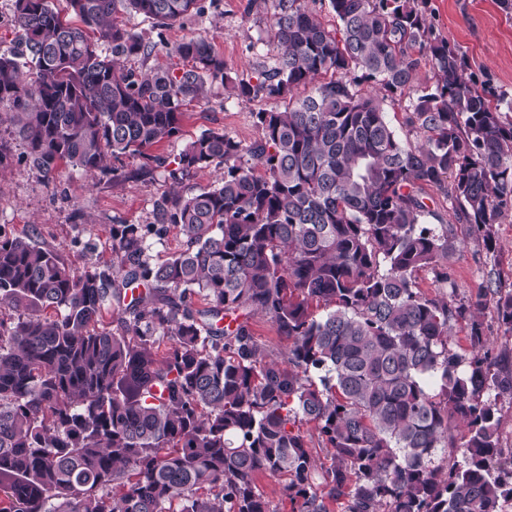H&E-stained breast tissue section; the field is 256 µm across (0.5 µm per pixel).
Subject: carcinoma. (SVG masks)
Masks as SVG:
<instances>
[{
  "label": "carcinoma",
  "instance_id": "carcinoma-1",
  "mask_svg": "<svg viewBox=\"0 0 512 512\" xmlns=\"http://www.w3.org/2000/svg\"><path fill=\"white\" fill-rule=\"evenodd\" d=\"M57 2L14 0L19 46H0V107L48 183L62 163L115 183L152 174L166 159L149 150L214 85L284 106L251 113L249 145L213 130L186 143L171 175L220 170L218 184L164 194L150 224L112 225L109 263L79 268L0 225V512H277L266 473L285 478L291 512L512 502L497 417L512 349L490 355L483 321L493 305L512 340V291L490 274L460 299L448 287L449 253L470 239L495 251L512 214V94L473 89L427 0H328L332 29L309 0H276L253 80L203 37L166 67L122 66L156 44L118 15L167 27L203 17L204 0H66L78 25ZM124 156L138 168L109 167ZM427 187L461 238L424 223ZM172 229L178 248L154 258ZM255 315L285 352L258 343Z\"/></svg>",
  "mask_w": 512,
  "mask_h": 512
}]
</instances>
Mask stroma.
I'll list each match as a JSON object with an SVG mask.
<instances>
[{"instance_id": "1", "label": "stroma", "mask_w": 512, "mask_h": 512, "mask_svg": "<svg viewBox=\"0 0 512 512\" xmlns=\"http://www.w3.org/2000/svg\"><path fill=\"white\" fill-rule=\"evenodd\" d=\"M272 13V0H215L205 17L189 18L163 29L139 15L123 16V23L157 45L149 58L134 57L125 65L140 71L168 65L167 47L202 36L212 41L232 73L253 77L265 54L273 50L264 40ZM427 18L436 36L455 43L465 53L474 89L512 92V17L500 9L497 0H429ZM271 106L265 99L227 96L223 87L214 86L208 100L186 106L180 137L156 146L155 151L174 159L188 141L205 130H221L242 143H251L259 137L252 112ZM0 139L8 142L15 158L10 167L0 169V224L52 247L76 264L88 242L96 245L97 257L110 259L114 222L149 223L155 200L171 188L197 193L218 178L217 173L206 170L176 183L169 168L163 167L151 177L116 184L111 172L88 176L65 166L56 182L49 185L23 163L26 146L9 122L0 123ZM497 236L496 252H486L472 240L463 255L449 257V271L459 295L480 288L490 271L503 290H512V217L499 225Z\"/></svg>"}]
</instances>
